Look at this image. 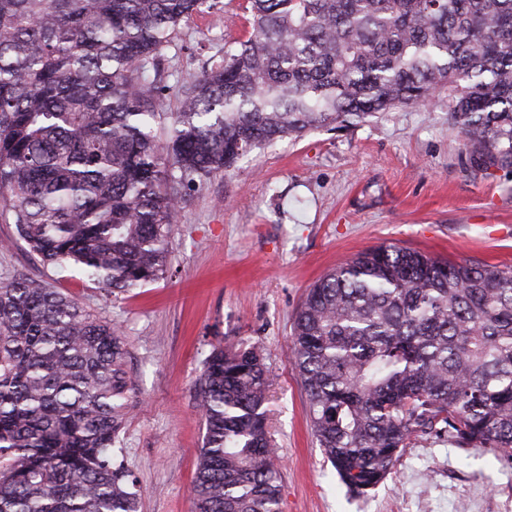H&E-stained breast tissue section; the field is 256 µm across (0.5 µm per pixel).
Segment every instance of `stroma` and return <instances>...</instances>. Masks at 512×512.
I'll return each instance as SVG.
<instances>
[{"mask_svg": "<svg viewBox=\"0 0 512 512\" xmlns=\"http://www.w3.org/2000/svg\"><path fill=\"white\" fill-rule=\"evenodd\" d=\"M247 0L183 23L163 51L168 91L251 33ZM512 265V171L478 168L448 119V97L364 123L318 128L249 153L193 192L165 277L118 294L46 268L0 223V285L34 278L118 325L134 389L119 437L138 512H193L203 422L195 383L214 345H259L266 423L281 461V512H512V466L492 451L421 436L366 495L348 494L313 435L288 345L308 288L367 249Z\"/></svg>", "mask_w": 512, "mask_h": 512, "instance_id": "stroma-1", "label": "stroma"}]
</instances>
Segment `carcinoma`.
<instances>
[{
    "label": "carcinoma",
    "mask_w": 512,
    "mask_h": 512,
    "mask_svg": "<svg viewBox=\"0 0 512 512\" xmlns=\"http://www.w3.org/2000/svg\"><path fill=\"white\" fill-rule=\"evenodd\" d=\"M248 4L167 112L158 58L210 0H0V222L30 253L111 293L155 281L186 196L244 154L443 90L473 161L512 169V0ZM290 351L354 496L424 434L512 460V266L362 252L308 289ZM125 353L70 295L0 286V512H138ZM196 387L194 512H281L259 348H213Z\"/></svg>",
    "instance_id": "carcinoma-1"
}]
</instances>
